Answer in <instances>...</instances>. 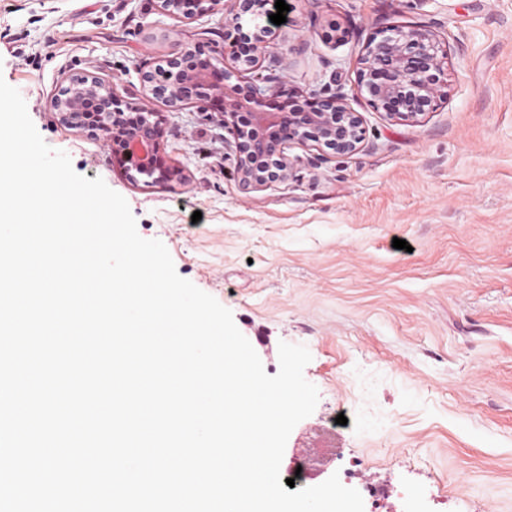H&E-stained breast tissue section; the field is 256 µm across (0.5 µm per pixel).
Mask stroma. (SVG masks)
I'll list each match as a JSON object with an SVG mask.
<instances>
[{"label":"stroma","instance_id":"35a3bbf8","mask_svg":"<svg viewBox=\"0 0 512 512\" xmlns=\"http://www.w3.org/2000/svg\"><path fill=\"white\" fill-rule=\"evenodd\" d=\"M290 3L270 54L291 87L336 83L365 136L349 155L291 145L285 183L243 190L232 134L194 105H154L162 153L186 175L171 189L130 181L50 107L83 72L140 96L141 71L174 42L223 30V8L183 22L154 0H0V78L44 141L122 195L139 235L231 310L268 375L280 342L308 348L319 401L283 464L343 448L351 488L393 489L364 497V512H512V0ZM414 22L448 43V96L400 123L358 91V59L373 33ZM343 412L347 425L332 428Z\"/></svg>","mask_w":512,"mask_h":512}]
</instances>
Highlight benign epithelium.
I'll list each match as a JSON object with an SVG mask.
<instances>
[{
    "mask_svg": "<svg viewBox=\"0 0 512 512\" xmlns=\"http://www.w3.org/2000/svg\"><path fill=\"white\" fill-rule=\"evenodd\" d=\"M222 40L174 44L154 67L141 72L142 96L124 100L110 80L93 73L64 78L50 104L58 121L86 131L111 150L129 179L173 187L185 177L161 155L165 128L153 103L179 110L187 105L221 107L234 136L237 178L245 190L285 183L298 157L290 145L308 143L324 153L353 154L364 141L363 120L345 94L326 87L319 94L285 89L288 75L262 74L261 60L274 35L269 15L276 0H229ZM221 0H157L159 11L193 20ZM231 54V66L213 60ZM448 51L429 26L414 23L382 29L368 38L357 71V87L388 118L417 123L448 95Z\"/></svg>",
    "mask_w": 512,
    "mask_h": 512,
    "instance_id": "7a95c632",
    "label": "benign epithelium"
}]
</instances>
